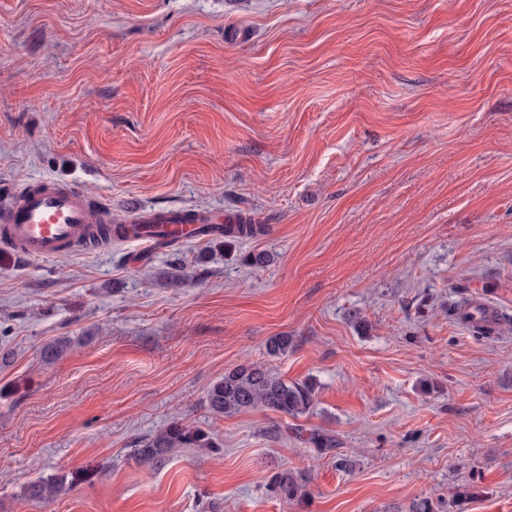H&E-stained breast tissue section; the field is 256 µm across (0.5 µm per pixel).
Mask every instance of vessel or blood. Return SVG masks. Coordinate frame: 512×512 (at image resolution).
Returning a JSON list of instances; mask_svg holds the SVG:
<instances>
[{
	"label": "vessel or blood",
	"instance_id": "b4317fda",
	"mask_svg": "<svg viewBox=\"0 0 512 512\" xmlns=\"http://www.w3.org/2000/svg\"><path fill=\"white\" fill-rule=\"evenodd\" d=\"M223 222V213L210 210L138 208L123 219L122 233L126 242L139 243L132 260L141 264L157 250L222 237ZM112 224L109 212L90 210L71 187L44 180L27 186L15 201L0 207V250L28 258H54Z\"/></svg>",
	"mask_w": 512,
	"mask_h": 512
}]
</instances>
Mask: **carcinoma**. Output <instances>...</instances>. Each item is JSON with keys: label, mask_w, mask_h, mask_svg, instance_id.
<instances>
[{"label": "carcinoma", "mask_w": 512, "mask_h": 512, "mask_svg": "<svg viewBox=\"0 0 512 512\" xmlns=\"http://www.w3.org/2000/svg\"><path fill=\"white\" fill-rule=\"evenodd\" d=\"M462 319L475 333L482 335L486 332L482 307H474L472 312L463 314ZM291 346L292 337L281 334L270 337L265 348L268 356L279 357L288 353ZM314 395L313 382L288 381L273 369L251 362L238 366L214 382L208 389L206 402L209 411L217 416H232L261 408L297 418L309 412ZM307 443L321 454L336 447L334 436L320 431L310 433ZM194 447L215 448L217 444L206 431L174 420L162 433L141 440L136 456L145 462L161 465L172 449ZM71 487L72 483L65 475L39 479L26 485L24 496L31 501H40L64 494ZM267 487L273 495L288 501L302 495L305 485L301 476L284 471L272 475L267 480Z\"/></svg>", "instance_id": "cac0c4a2"}]
</instances>
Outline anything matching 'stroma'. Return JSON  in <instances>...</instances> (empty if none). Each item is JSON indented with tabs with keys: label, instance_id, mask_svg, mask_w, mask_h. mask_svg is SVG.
Masks as SVG:
<instances>
[{
	"label": "stroma",
	"instance_id": "stroma-1",
	"mask_svg": "<svg viewBox=\"0 0 512 512\" xmlns=\"http://www.w3.org/2000/svg\"><path fill=\"white\" fill-rule=\"evenodd\" d=\"M42 179L268 231L0 251V512H512V0H0V200ZM248 362L313 408L212 415ZM177 418L216 447L136 459ZM304 482L305 480L301 475L284 471L272 475L267 480V487L274 496L288 501L303 494L305 490ZM72 487L67 475H60L50 479H39L30 482L24 488V496L31 501H40L49 497H56L66 493Z\"/></svg>",
	"mask_w": 512,
	"mask_h": 512
}]
</instances>
